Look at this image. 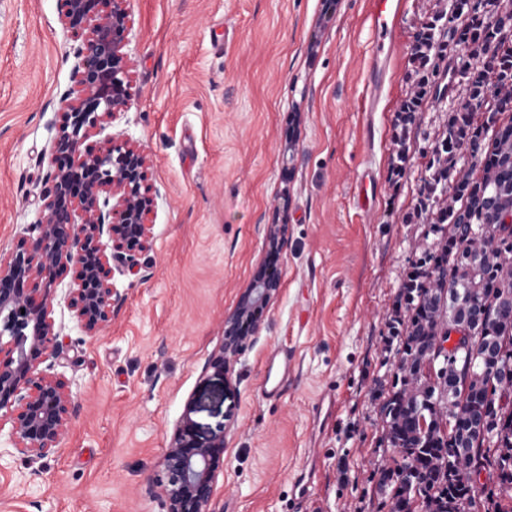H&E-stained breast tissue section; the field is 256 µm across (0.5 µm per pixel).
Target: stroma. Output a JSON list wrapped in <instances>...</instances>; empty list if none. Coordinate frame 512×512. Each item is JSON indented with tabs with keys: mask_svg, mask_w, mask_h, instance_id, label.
<instances>
[{
	"mask_svg": "<svg viewBox=\"0 0 512 512\" xmlns=\"http://www.w3.org/2000/svg\"><path fill=\"white\" fill-rule=\"evenodd\" d=\"M443 0H401L383 96L364 109L373 0H130L132 104L108 128L148 154L152 247L116 275L112 323L86 335L64 295L53 318L74 411L56 453L0 458V512H164L154 484L183 416L226 429L213 512H388L377 460L395 456L381 405L401 285L434 241L417 214L447 119L427 105L394 173L396 110L416 29ZM75 40L57 0H0V251L43 200ZM369 175L367 199L359 197ZM285 225L269 260L272 225ZM281 280L255 342L228 373L209 362L261 269ZM295 371L264 398L281 342Z\"/></svg>",
	"mask_w": 512,
	"mask_h": 512,
	"instance_id": "obj_1",
	"label": "stroma"
}]
</instances>
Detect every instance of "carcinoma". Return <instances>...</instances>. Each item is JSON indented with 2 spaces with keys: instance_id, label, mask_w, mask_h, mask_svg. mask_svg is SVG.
Wrapping results in <instances>:
<instances>
[{
  "instance_id": "cac0c4a2",
  "label": "carcinoma",
  "mask_w": 512,
  "mask_h": 512,
  "mask_svg": "<svg viewBox=\"0 0 512 512\" xmlns=\"http://www.w3.org/2000/svg\"><path fill=\"white\" fill-rule=\"evenodd\" d=\"M411 53L417 79L396 114L397 162H407V134L437 101L441 75L459 73L470 99L448 113L419 188L441 237L419 248L399 294L397 382L382 407L398 456L379 470L377 494L389 512H512V223L498 221L512 213V25L498 0H479L472 12L446 0L416 31ZM461 150L468 169L455 165ZM456 325L468 326L470 339L454 346L448 376L435 379L431 348ZM475 467L495 485L485 498L465 481Z\"/></svg>"
}]
</instances>
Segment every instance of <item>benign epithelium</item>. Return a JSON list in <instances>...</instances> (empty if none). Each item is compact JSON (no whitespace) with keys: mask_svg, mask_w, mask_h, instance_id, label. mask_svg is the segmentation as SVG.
<instances>
[{"mask_svg":"<svg viewBox=\"0 0 512 512\" xmlns=\"http://www.w3.org/2000/svg\"><path fill=\"white\" fill-rule=\"evenodd\" d=\"M63 27L81 42L75 55L77 90L60 100L59 131L49 152L34 222L0 254V431L31 459H43L64 440L73 413L69 379L40 369L60 351L52 317L63 262L75 266L65 302L89 336L112 322L118 297L113 259L127 268L151 247L150 158L137 142L102 133L131 105L130 60L122 52L130 23L127 0H58ZM280 279L259 272L224 319V346L210 361L222 374L260 331L257 312L269 306ZM224 432L198 438L188 416L176 428L155 479L165 512H212L216 462Z\"/></svg>","mask_w":512,"mask_h":512,"instance_id":"benign-epithelium-1","label":"benign epithelium"}]
</instances>
